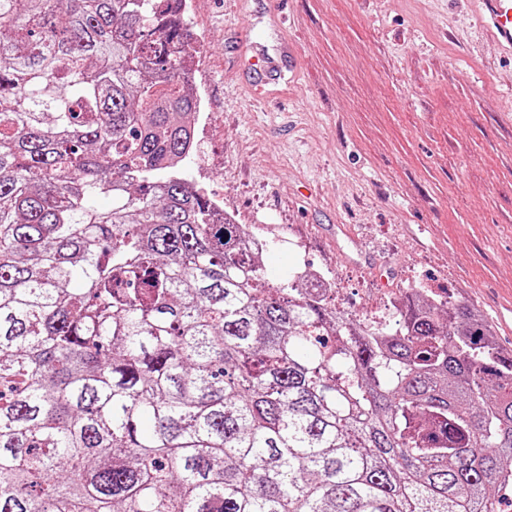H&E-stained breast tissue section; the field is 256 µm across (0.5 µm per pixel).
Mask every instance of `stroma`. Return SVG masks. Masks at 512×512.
Instances as JSON below:
<instances>
[{"label": "stroma", "instance_id": "35a3bbf8", "mask_svg": "<svg viewBox=\"0 0 512 512\" xmlns=\"http://www.w3.org/2000/svg\"><path fill=\"white\" fill-rule=\"evenodd\" d=\"M186 15L207 160L184 167L247 229L276 226L266 280L305 262L361 319L444 288L512 350V58L469 0H186ZM255 40L279 60L267 104L247 90Z\"/></svg>", "mask_w": 512, "mask_h": 512}]
</instances>
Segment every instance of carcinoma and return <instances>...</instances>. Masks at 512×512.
Returning <instances> with one entry per match:
<instances>
[{"instance_id": "obj_1", "label": "carcinoma", "mask_w": 512, "mask_h": 512, "mask_svg": "<svg viewBox=\"0 0 512 512\" xmlns=\"http://www.w3.org/2000/svg\"><path fill=\"white\" fill-rule=\"evenodd\" d=\"M178 45L183 0H0V512H499L512 351L266 281Z\"/></svg>"}]
</instances>
